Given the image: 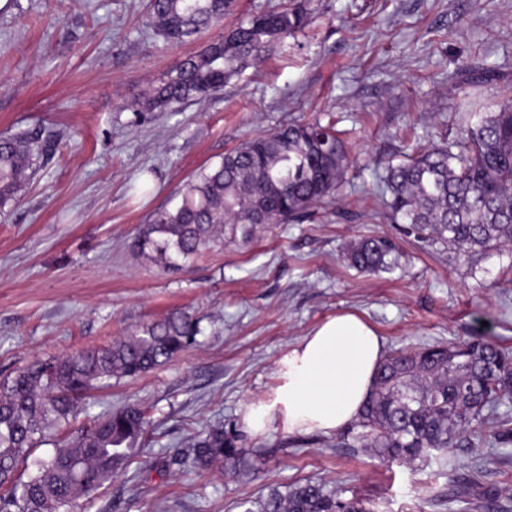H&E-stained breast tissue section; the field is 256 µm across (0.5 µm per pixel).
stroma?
<instances>
[{"label": "stroma", "mask_w": 512, "mask_h": 512, "mask_svg": "<svg viewBox=\"0 0 512 512\" xmlns=\"http://www.w3.org/2000/svg\"><path fill=\"white\" fill-rule=\"evenodd\" d=\"M289 0H234L200 38L168 42L150 0H8L0 9V138L49 134L17 204L0 211V379L38 359L110 345L173 311L198 321L166 365L93 390L89 416L130 404L152 425L141 461L74 512H242L240 503L306 478L374 512H484L512 506V441H454L414 463L339 431L251 435L247 404L268 399L289 346L344 312L385 351L476 337L512 350V258L478 264L402 236L376 184L404 144L456 138L512 98V0H304L311 23L205 99L136 111L183 57ZM332 113L350 166L311 221L263 224L169 268L132 242L202 166L247 139ZM388 235L399 266L363 274L354 239ZM238 437L241 462L199 471L193 438ZM465 483L471 499L450 497Z\"/></svg>", "instance_id": "1"}]
</instances>
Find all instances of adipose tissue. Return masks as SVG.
<instances>
[{"mask_svg":"<svg viewBox=\"0 0 512 512\" xmlns=\"http://www.w3.org/2000/svg\"><path fill=\"white\" fill-rule=\"evenodd\" d=\"M383 358L381 338L360 317L327 318L280 360L274 395L247 406V430L258 437L276 426L288 433L336 432L358 419Z\"/></svg>","mask_w":512,"mask_h":512,"instance_id":"adipose-tissue-1","label":"adipose tissue"}]
</instances>
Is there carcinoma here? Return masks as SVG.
Returning a JSON list of instances; mask_svg holds the SVG:
<instances>
[{
	"label": "carcinoma",
	"instance_id": "obj_1",
	"mask_svg": "<svg viewBox=\"0 0 512 512\" xmlns=\"http://www.w3.org/2000/svg\"><path fill=\"white\" fill-rule=\"evenodd\" d=\"M231 0H151V24L182 42L224 18ZM298 4L260 14L235 36L183 58L146 94L149 111L206 98L245 64L262 58L281 38L302 30ZM45 152L40 140L0 139V208L15 203ZM383 176L386 205L403 232L431 246H452L474 263L491 251L512 257V99L463 129L459 139L413 148ZM347 167L335 126L290 124L257 135L196 174L179 201L143 225L134 247L175 265L228 240L250 242L262 212L270 224L302 219L309 207L338 189ZM396 239L375 236L348 245L346 257L362 273L399 266ZM199 326L172 312L111 345L36 361L0 381V512H68L126 470L141 453L149 428L145 409L124 406L89 427L76 425L79 403L114 378L137 377L168 363L190 346ZM512 394V351L481 337L461 343L399 349L385 356L375 389L359 416L361 447L388 461H414L481 432L488 413ZM71 429L54 454L27 480L15 477L30 451L53 429ZM236 436L216 425L195 437L194 467L239 463ZM243 512H373L359 498L343 499L324 483L305 479L240 502Z\"/></svg>",
	"mask_w": 512,
	"mask_h": 512
}]
</instances>
